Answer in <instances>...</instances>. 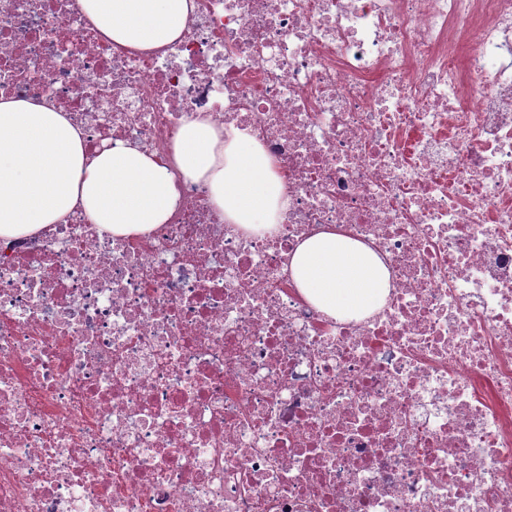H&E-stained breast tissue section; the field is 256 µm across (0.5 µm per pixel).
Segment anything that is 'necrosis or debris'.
Segmentation results:
<instances>
[{
  "instance_id": "1",
  "label": "necrosis or debris",
  "mask_w": 512,
  "mask_h": 512,
  "mask_svg": "<svg viewBox=\"0 0 512 512\" xmlns=\"http://www.w3.org/2000/svg\"><path fill=\"white\" fill-rule=\"evenodd\" d=\"M193 4L135 50L0 0V98L91 153L235 127L288 201L252 234L180 175L147 236L0 243V512H512V0ZM329 228L389 271L367 316L291 279Z\"/></svg>"
}]
</instances>
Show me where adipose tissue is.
<instances>
[{"label":"adipose tissue","instance_id":"1","mask_svg":"<svg viewBox=\"0 0 512 512\" xmlns=\"http://www.w3.org/2000/svg\"><path fill=\"white\" fill-rule=\"evenodd\" d=\"M89 20L120 46L154 49L176 40L189 0H85ZM206 182L228 224L259 232L279 223L286 202L275 160L250 135L194 120L169 162L134 145L87 153L83 135L52 104L0 100V240L33 236L83 208L115 238L144 236L179 203L176 175ZM299 291L334 318L371 313L389 288L381 259L349 237L321 232L290 262Z\"/></svg>","mask_w":512,"mask_h":512}]
</instances>
